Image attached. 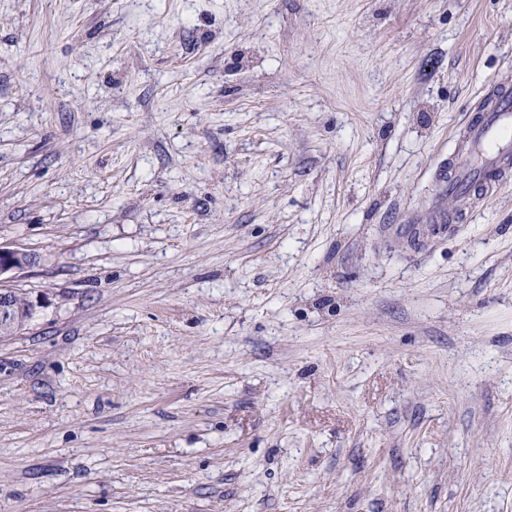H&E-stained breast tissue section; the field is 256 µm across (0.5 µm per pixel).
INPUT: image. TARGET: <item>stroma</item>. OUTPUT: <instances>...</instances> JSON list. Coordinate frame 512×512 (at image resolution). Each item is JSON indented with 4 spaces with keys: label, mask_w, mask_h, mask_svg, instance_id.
<instances>
[{
    "label": "stroma",
    "mask_w": 512,
    "mask_h": 512,
    "mask_svg": "<svg viewBox=\"0 0 512 512\" xmlns=\"http://www.w3.org/2000/svg\"><path fill=\"white\" fill-rule=\"evenodd\" d=\"M504 83L512 0H0V512H512ZM457 149L467 154L463 166L448 162V197L492 191L512 175V88L498 86L469 108ZM476 195V194H475ZM37 263V255L25 248L0 243V331L8 333L20 325L21 311L29 304L32 309H38L45 303L41 295L28 296L15 283L19 275ZM15 291V292H14ZM14 292V294H13ZM13 297V298H12ZM14 302V306H13Z\"/></svg>",
    "instance_id": "stroma-1"
}]
</instances>
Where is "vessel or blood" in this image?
<instances>
[{"label":"vessel or blood","instance_id":"vessel-or-blood-1","mask_svg":"<svg viewBox=\"0 0 512 512\" xmlns=\"http://www.w3.org/2000/svg\"><path fill=\"white\" fill-rule=\"evenodd\" d=\"M457 147L469 157L465 165L449 168V195L489 192L512 180L511 87L498 86L471 106Z\"/></svg>","mask_w":512,"mask_h":512}]
</instances>
